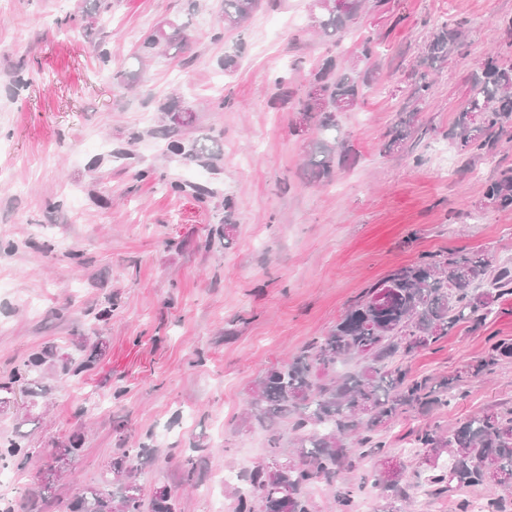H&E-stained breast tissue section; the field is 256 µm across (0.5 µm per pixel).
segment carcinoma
I'll return each instance as SVG.
<instances>
[{"mask_svg": "<svg viewBox=\"0 0 512 512\" xmlns=\"http://www.w3.org/2000/svg\"><path fill=\"white\" fill-rule=\"evenodd\" d=\"M316 22L326 38L340 40L356 23L366 0H351L338 12L329 0H318ZM259 0H224V24L240 28L258 8ZM182 28L172 32L147 34L140 55L152 57L162 44L183 40ZM461 44L459 26L434 30L424 45L429 68H441ZM311 86L320 95L303 93L298 104L299 122L295 131L305 133L316 127L320 134L336 130V113L350 112L362 101L356 78L326 58L315 73ZM449 136L458 152L467 156L485 154L502 143H512V64L498 56H486L480 72L473 76L464 105L454 112ZM412 138L411 120H403L384 145L391 153ZM350 149L318 138L308 160L311 176L328 182L336 168L344 165ZM484 206L512 210V169L490 180L483 192ZM512 296V259L495 260L485 255L455 251L429 253L419 261L390 271L365 288L336 326L313 339L288 363L269 369L257 382L249 415L260 422L293 419L298 433L301 464H291L273 478L266 468L251 472V490L236 495V512H312L303 494L320 477L334 479L355 467L359 455L378 459L395 453L375 433L409 411L428 412L448 406L451 397L472 378L493 374L512 359V340L489 344L475 362L452 375L440 378L414 376L409 359L438 343L448 331L465 324L476 330L485 324L495 305ZM48 353L26 360L3 384H29L42 372ZM356 361L353 370L336 374V364ZM412 448L420 459L439 460L448 455L450 467L433 465L427 485L439 491L452 484L483 487L491 492L498 486L486 478L481 466L485 459L512 476V408L485 412L456 422L445 431L438 425L414 432ZM35 449L12 438H0V462L28 459ZM141 449L130 448L112 462L118 468L136 471L135 459ZM399 481L382 487L389 512H404ZM143 499L130 498L122 488L87 485L68 504V512H143Z\"/></svg>", "mask_w": 512, "mask_h": 512, "instance_id": "1", "label": "carcinoma"}]
</instances>
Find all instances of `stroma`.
Returning <instances> with one entry per match:
<instances>
[{"instance_id":"stroma-1","label":"stroma","mask_w":512,"mask_h":512,"mask_svg":"<svg viewBox=\"0 0 512 512\" xmlns=\"http://www.w3.org/2000/svg\"><path fill=\"white\" fill-rule=\"evenodd\" d=\"M90 2L0 0V380L34 353H55L40 395L0 392V437L21 431L39 451L11 464L9 496L16 512H68L121 449L138 448L144 497L164 486L180 512H235L232 474L298 458L291 422L244 417L269 368L424 253L512 258V210L481 206L485 181L512 167V146L471 158L449 137L482 60L512 59V36L499 26L512 0H385L336 44L316 32L314 0H260L241 28L224 26V0H112L93 26L81 19ZM167 21L184 26L188 47L141 59L143 37ZM446 22L464 23L466 36L434 72L422 47ZM368 37L376 49L366 59L358 48ZM330 55L367 84L360 106L336 117L351 159L321 183L303 167L318 133L296 135L294 124ZM423 74L431 95L417 101ZM176 100L192 120L162 136V109ZM406 111L422 137L385 153ZM200 140L213 155H192ZM492 336L512 339V297L484 327L452 328L410 369L452 375ZM86 357L89 370L67 373L66 362ZM497 408H512V360L490 380H468L448 407L386 429L404 463L407 512L486 500L473 487L419 498L425 467L409 434ZM75 434L79 459L41 492L44 460ZM373 474L366 458L347 482L313 483V512H340L347 484L379 512Z\"/></svg>"}]
</instances>
